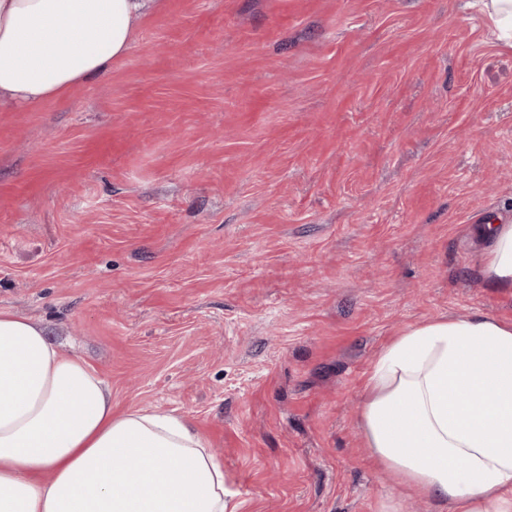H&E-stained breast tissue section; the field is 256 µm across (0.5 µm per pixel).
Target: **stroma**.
Here are the masks:
<instances>
[{"label":"stroma","instance_id":"1","mask_svg":"<svg viewBox=\"0 0 512 512\" xmlns=\"http://www.w3.org/2000/svg\"><path fill=\"white\" fill-rule=\"evenodd\" d=\"M512 47L481 0H161L69 100L0 106V311L112 409L186 417L239 512H448L356 425L379 350L512 320ZM479 230L486 242L481 254V273L493 288H512V220L488 221Z\"/></svg>","mask_w":512,"mask_h":512}]
</instances>
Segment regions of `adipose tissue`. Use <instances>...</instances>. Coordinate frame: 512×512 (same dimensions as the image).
I'll list each match as a JSON object with an SVG mask.
<instances>
[{
	"label": "adipose tissue",
	"mask_w": 512,
	"mask_h": 512,
	"mask_svg": "<svg viewBox=\"0 0 512 512\" xmlns=\"http://www.w3.org/2000/svg\"><path fill=\"white\" fill-rule=\"evenodd\" d=\"M159 0H0V98L65 100L123 59ZM481 273L512 288V220L489 221ZM375 466L450 512H512V321L400 329L365 383ZM224 465L182 416L112 411L96 370L0 311V512H238Z\"/></svg>",
	"instance_id": "1"
}]
</instances>
